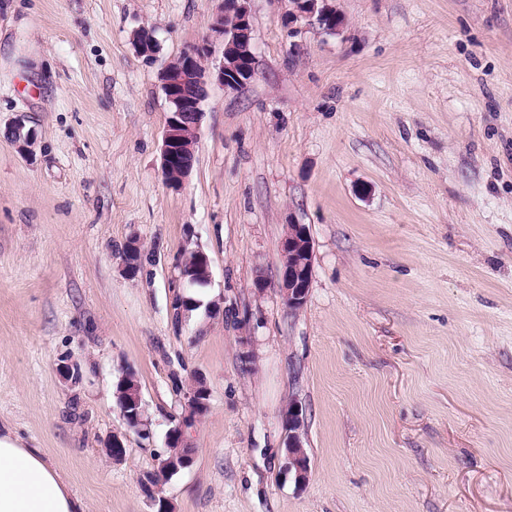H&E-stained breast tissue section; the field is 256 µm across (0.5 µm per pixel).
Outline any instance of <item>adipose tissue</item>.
I'll list each match as a JSON object with an SVG mask.
<instances>
[{
	"label": "adipose tissue",
	"instance_id": "1",
	"mask_svg": "<svg viewBox=\"0 0 512 512\" xmlns=\"http://www.w3.org/2000/svg\"><path fill=\"white\" fill-rule=\"evenodd\" d=\"M0 512H88L39 449L0 431Z\"/></svg>",
	"mask_w": 512,
	"mask_h": 512
}]
</instances>
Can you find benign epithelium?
Listing matches in <instances>:
<instances>
[{"label": "benign epithelium", "instance_id": "obj_1", "mask_svg": "<svg viewBox=\"0 0 512 512\" xmlns=\"http://www.w3.org/2000/svg\"><path fill=\"white\" fill-rule=\"evenodd\" d=\"M251 0H222V8L211 29L222 37V60L214 67L200 69V60L212 55V47L205 45L191 48L177 59L165 65L161 72L162 89L169 105L167 126L161 145V172L165 181L178 187L183 184L194 167L195 147L202 117L201 104L208 97V88L217 83L226 89H237L253 76L255 54L253 51ZM288 22L312 19L326 33L336 34L342 20L331 5V0H289ZM13 135L18 149L25 154L34 144V133L25 130V120L18 118ZM282 286L281 295L291 309L301 308L307 301L312 281L313 246L306 225L290 223L281 241ZM125 408L121 414L131 429L146 435L149 433L145 419L141 390L134 374H129L125 384ZM206 388L194 384L188 393V407L192 414L206 412L207 400L202 398ZM284 425L288 430L283 473L292 477L296 484L308 480L309 461L305 454L302 434L304 427L302 408L291 402L284 412ZM194 455L181 458L176 454L158 458L161 480L169 473L179 472L192 466Z\"/></svg>", "mask_w": 512, "mask_h": 512}]
</instances>
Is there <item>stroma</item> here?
I'll list each match as a JSON object with an SVG mask.
<instances>
[{"label":"stroma","mask_w":512,"mask_h":512,"mask_svg":"<svg viewBox=\"0 0 512 512\" xmlns=\"http://www.w3.org/2000/svg\"><path fill=\"white\" fill-rule=\"evenodd\" d=\"M332 4L329 35L252 0L254 74L210 86L175 188L160 73L221 47V0H0V427L89 512H156L142 484L180 424L175 512H512V0ZM291 221L313 240L297 310ZM197 248L210 281L191 290ZM125 370L149 437L116 403ZM292 401L302 487L282 473ZM280 251L281 295L289 308L299 309L307 301L312 281L313 246L306 225L290 222Z\"/></svg>","instance_id":"35a3bbf8"}]
</instances>
